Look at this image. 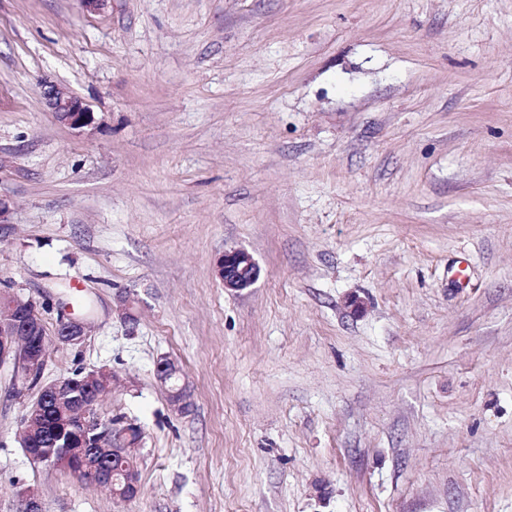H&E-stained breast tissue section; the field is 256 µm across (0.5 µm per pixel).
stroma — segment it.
Here are the masks:
<instances>
[{"mask_svg": "<svg viewBox=\"0 0 512 512\" xmlns=\"http://www.w3.org/2000/svg\"><path fill=\"white\" fill-rule=\"evenodd\" d=\"M0 206V290L87 309L44 381L143 431L129 501L32 462L0 365V512H512V0H0ZM44 96L56 119L71 129L81 130L94 122L92 109L69 88L45 82ZM217 275L230 291L250 288L259 277L260 269L252 255L243 249L224 251L216 263Z\"/></svg>", "mask_w": 512, "mask_h": 512, "instance_id": "stroma-1", "label": "stroma"}]
</instances>
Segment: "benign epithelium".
Wrapping results in <instances>:
<instances>
[{"instance_id":"benign-epithelium-1","label":"benign epithelium","mask_w":512,"mask_h":512,"mask_svg":"<svg viewBox=\"0 0 512 512\" xmlns=\"http://www.w3.org/2000/svg\"><path fill=\"white\" fill-rule=\"evenodd\" d=\"M44 96L56 119L63 125L81 130L93 124L92 109L69 88L47 82L44 84ZM216 268L224 288L235 292L250 288L258 280L260 273L257 262L243 249L224 251V255L217 260ZM30 303L32 300L15 294L0 296V364L9 363L13 366L15 381L22 388H38L37 398L23 421L25 432L35 431L41 422L43 407L72 385L70 377L50 383L43 382L44 342L35 340V337L45 335L44 324L39 317L22 318L23 307ZM58 328L67 343L77 345L87 336L88 323L83 317L70 313L60 318ZM157 376L165 384L170 379L179 377L180 369L173 360L167 358L159 362ZM168 393L171 405L178 412L189 411L191 402L186 383L169 388ZM100 399L101 393L93 391L80 410V423L86 434L92 438L107 434L109 429V423L96 412V404ZM23 449L35 463L53 464L96 484L112 485L111 473L88 465V457L97 452L95 448H71L62 452L57 448H34L32 442L26 441Z\"/></svg>"}]
</instances>
